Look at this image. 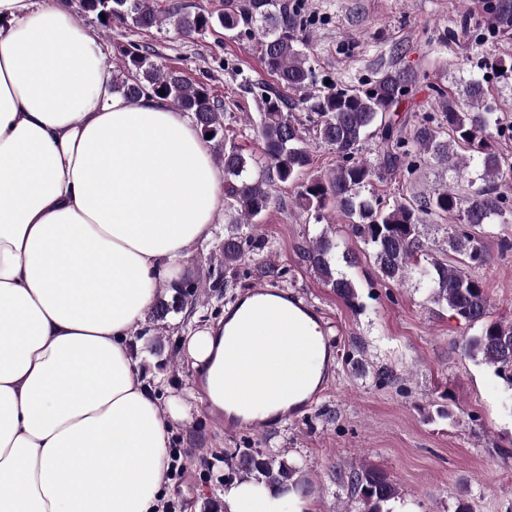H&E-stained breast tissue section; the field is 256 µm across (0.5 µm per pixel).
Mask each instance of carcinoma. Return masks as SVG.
Listing matches in <instances>:
<instances>
[{
    "label": "carcinoma",
    "instance_id": "cac0c4a2",
    "mask_svg": "<svg viewBox=\"0 0 512 512\" xmlns=\"http://www.w3.org/2000/svg\"><path fill=\"white\" fill-rule=\"evenodd\" d=\"M83 10L105 15L106 27L117 23L138 29L160 25L149 0H80ZM171 23L182 35L191 37L214 24L237 37L257 41L267 71L276 83L262 85L258 97L259 119L253 130L262 142L268 172L254 178L244 149L223 146V104L211 96L203 83L187 81L178 72L161 69L150 60L148 49L135 45L124 51L126 60L112 81V91L134 103L143 96L161 98L179 112L192 116L201 136L221 148L217 162L224 167V199L236 214V222L257 224L272 202L274 181L295 182L312 162L310 139L325 144L339 158L328 176H312L299 192L301 210L319 223L330 211L340 212L351 231L372 249L377 270L384 280L402 283L415 278L429 290V300L444 305L474 333L460 344L464 356L495 368L512 384V323L490 318L484 281L469 273L448 268L425 253L420 228L434 217L448 219V246L471 268L487 264L481 234L485 226L512 209V196L502 188L504 174L512 171V158L494 146L499 121L492 106L484 103L483 85H466L469 109L455 108L445 100L443 89H435L443 111L426 115L407 131L400 112L421 74L412 68L384 70L365 89L334 84L316 88L315 69L303 51L298 31L304 27L296 8L282 0H224V13L213 17L205 12H188L178 6L168 12ZM301 94L313 136L288 112L283 90ZM378 139L377 165L360 160L362 144ZM468 152L458 156L454 148ZM441 165L452 166L459 178L470 161L481 166L482 185L464 197L452 188H438L416 202L392 203L373 189L377 172L391 176L402 171L411 175L421 162L420 153ZM263 239L230 231L224 236V268L231 269L259 254ZM338 245L326 234L312 239L304 258L311 269L347 301L356 298L352 279L336 272ZM238 470L243 477L278 491L297 492L301 466L272 449L239 452ZM351 494L362 512H392L388 504L399 490L387 473L364 465L348 476Z\"/></svg>",
    "mask_w": 512,
    "mask_h": 512
}]
</instances>
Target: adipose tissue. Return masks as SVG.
Masks as SVG:
<instances>
[{
	"label": "adipose tissue",
	"instance_id": "adipose-tissue-1",
	"mask_svg": "<svg viewBox=\"0 0 512 512\" xmlns=\"http://www.w3.org/2000/svg\"><path fill=\"white\" fill-rule=\"evenodd\" d=\"M93 32L65 0H0V512H162L166 411L130 335L224 207V169L190 115L105 92ZM317 319L256 367L310 391ZM228 512H309L251 482Z\"/></svg>",
	"mask_w": 512,
	"mask_h": 512
}]
</instances>
